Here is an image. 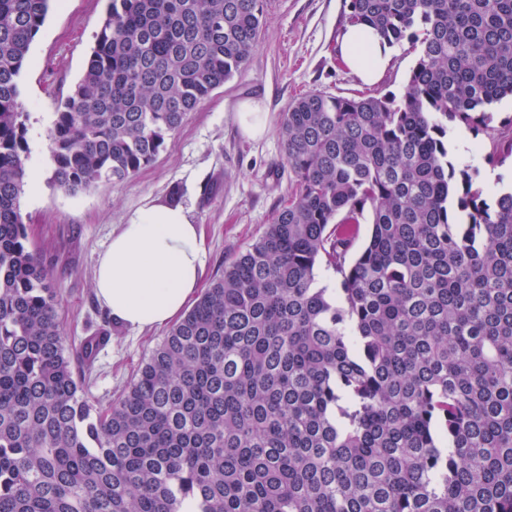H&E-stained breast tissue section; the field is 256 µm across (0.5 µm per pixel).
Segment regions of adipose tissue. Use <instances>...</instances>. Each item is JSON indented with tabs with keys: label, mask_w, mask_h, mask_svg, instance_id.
<instances>
[{
	"label": "adipose tissue",
	"mask_w": 512,
	"mask_h": 512,
	"mask_svg": "<svg viewBox=\"0 0 512 512\" xmlns=\"http://www.w3.org/2000/svg\"><path fill=\"white\" fill-rule=\"evenodd\" d=\"M343 62L362 83H378L395 50L376 31L347 27L339 39ZM204 246L184 209L154 204L114 233L94 272L95 293L114 322L161 327L178 319L195 298Z\"/></svg>",
	"instance_id": "obj_1"
}]
</instances>
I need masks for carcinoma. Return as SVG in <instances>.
I'll return each mask as SVG.
<instances>
[{"instance_id": "carcinoma-1", "label": "carcinoma", "mask_w": 512, "mask_h": 512, "mask_svg": "<svg viewBox=\"0 0 512 512\" xmlns=\"http://www.w3.org/2000/svg\"><path fill=\"white\" fill-rule=\"evenodd\" d=\"M50 2L0 0V512H512V192L488 203L445 142L512 97V0H349L350 24L417 55L404 93L292 101L288 204L105 408L20 209L19 77ZM263 15L110 0L48 131L55 184L149 166ZM509 158L512 125L488 161Z\"/></svg>"}]
</instances>
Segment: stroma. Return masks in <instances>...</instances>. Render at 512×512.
Wrapping results in <instances>:
<instances>
[{
	"mask_svg": "<svg viewBox=\"0 0 512 512\" xmlns=\"http://www.w3.org/2000/svg\"><path fill=\"white\" fill-rule=\"evenodd\" d=\"M349 0H266L257 48L245 69L188 113L155 162L133 178L99 185L71 196L52 179L47 132L63 98L81 78L109 0H53L33 40L20 75L21 101L35 153L20 206L31 242L51 269L58 316L68 348L91 336L108 335L91 364L80 366L90 404L116 401L168 327L139 330L113 323L94 290V272L113 233L151 204L176 202L204 236V281L264 233L288 199L291 173L280 131L282 112L310 93L356 97L373 91L402 95L416 62L406 47L396 49L393 67L376 85L359 82L342 62L338 37L348 24ZM257 101L267 112L266 134L243 135L237 108ZM512 124V99H504L484 123L448 126V147L456 162L469 166L487 197L512 189V161L492 166L498 130Z\"/></svg>",
	"mask_w": 512,
	"mask_h": 512,
	"instance_id": "stroma-1",
	"label": "stroma"
}]
</instances>
